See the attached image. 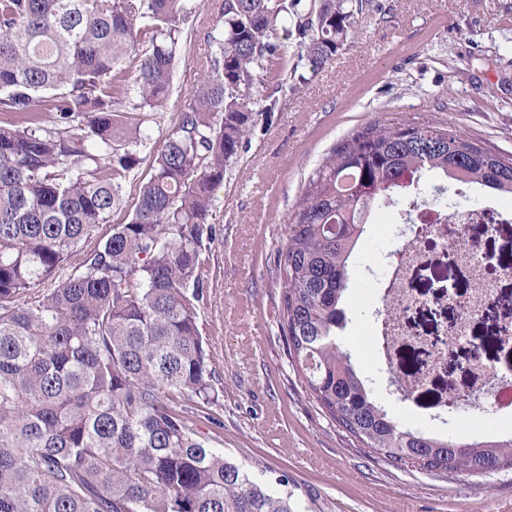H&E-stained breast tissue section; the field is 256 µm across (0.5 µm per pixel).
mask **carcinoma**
<instances>
[{"label":"carcinoma","mask_w":512,"mask_h":512,"mask_svg":"<svg viewBox=\"0 0 512 512\" xmlns=\"http://www.w3.org/2000/svg\"><path fill=\"white\" fill-rule=\"evenodd\" d=\"M363 0H220L207 77L152 156L126 222L58 270L123 203L188 37L180 0H0V512H298L195 429L217 401L206 324L215 187L254 121L279 31L318 73ZM44 112L60 122L47 126ZM512 198V158L443 124H380L309 175L275 258L305 389L359 449L427 475L512 469V435L441 440L377 404L338 331L376 204L429 174Z\"/></svg>","instance_id":"1"}]
</instances>
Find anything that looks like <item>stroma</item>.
<instances>
[{"mask_svg":"<svg viewBox=\"0 0 512 512\" xmlns=\"http://www.w3.org/2000/svg\"><path fill=\"white\" fill-rule=\"evenodd\" d=\"M182 4L192 38L169 102L151 117L154 142L164 139L180 103L200 85L207 34L216 25V0ZM276 42L274 75L255 93L253 125L214 191L217 238L201 315L219 399L197 418V430L266 483L287 476L300 512H512L510 469L480 482H443L350 450L288 362L274 263L308 175L369 124L439 122L512 156V0H364L353 39L304 84L278 81L299 65L300 38L282 31ZM393 219V207L376 208L358 241L342 344L376 402L399 424L429 432L437 414L453 436L476 439L490 428L512 434V416L442 405L449 391L474 385L473 344H481L486 365L502 367L495 339L512 319V276L500 282V301L472 321L469 342L452 346L446 372L403 396L399 385L412 378L420 358L416 337L443 335L461 314L449 305L446 287L461 296L472 288L463 267L449 266L443 244H430L426 264L411 279L425 305L404 316L405 342L391 362L381 359L376 329L387 301L378 273L412 238Z\"/></svg>","mask_w":512,"mask_h":512,"instance_id":"35a3bbf8","label":"stroma"}]
</instances>
